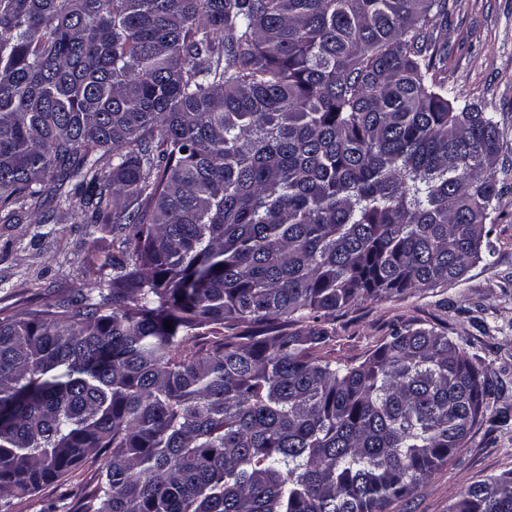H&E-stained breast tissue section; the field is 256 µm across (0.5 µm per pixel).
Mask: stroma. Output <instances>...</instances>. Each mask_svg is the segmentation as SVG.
Wrapping results in <instances>:
<instances>
[{"instance_id": "stroma-1", "label": "stroma", "mask_w": 512, "mask_h": 512, "mask_svg": "<svg viewBox=\"0 0 512 512\" xmlns=\"http://www.w3.org/2000/svg\"><path fill=\"white\" fill-rule=\"evenodd\" d=\"M437 46L448 51V86L459 99L491 112L503 133L497 179L498 210L493 263H478L447 286L401 298L366 301L339 314L330 354L356 364L392 328L404 323L445 331L478 357L489 381L490 408L512 411V0H448V18L437 27ZM51 224H0V308L36 309L87 292L95 276L86 264L93 225L80 223L76 207L54 204ZM101 461L74 470L65 484L45 487L38 499L19 500L14 512H76L97 483ZM512 471V421L482 425L465 448L390 512H449L468 486Z\"/></svg>"}]
</instances>
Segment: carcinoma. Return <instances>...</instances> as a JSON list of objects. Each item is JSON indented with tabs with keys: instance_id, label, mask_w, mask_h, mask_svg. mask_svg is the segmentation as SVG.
Listing matches in <instances>:
<instances>
[{
	"instance_id": "obj_1",
	"label": "carcinoma",
	"mask_w": 512,
	"mask_h": 512,
	"mask_svg": "<svg viewBox=\"0 0 512 512\" xmlns=\"http://www.w3.org/2000/svg\"><path fill=\"white\" fill-rule=\"evenodd\" d=\"M445 14L0 0V224L76 199L117 242L88 294L0 310V512L103 454L78 512H387L507 423L433 326L326 355L337 313L494 258L501 131L448 91ZM451 512H512V472Z\"/></svg>"
}]
</instances>
